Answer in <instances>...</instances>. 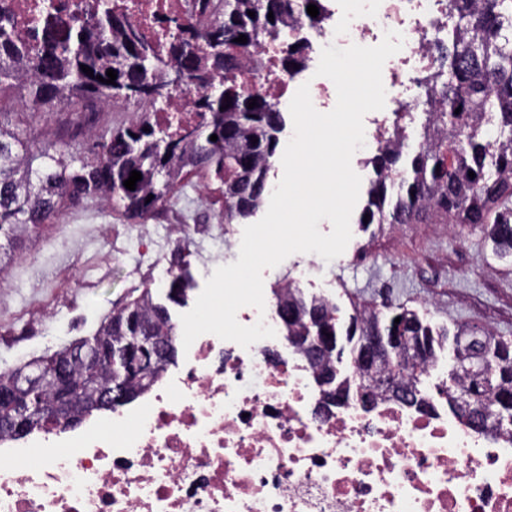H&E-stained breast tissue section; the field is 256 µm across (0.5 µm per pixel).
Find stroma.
I'll return each instance as SVG.
<instances>
[{
    "instance_id": "obj_1",
    "label": "stroma",
    "mask_w": 512,
    "mask_h": 512,
    "mask_svg": "<svg viewBox=\"0 0 512 512\" xmlns=\"http://www.w3.org/2000/svg\"><path fill=\"white\" fill-rule=\"evenodd\" d=\"M222 184L189 174L155 216L130 219L96 200L63 207L17 247L0 271V371L92 336L112 310L144 289L165 302L167 286L153 283L156 267L176 258L197 270L196 255L177 243L224 222ZM185 227H177L178 217ZM122 230L106 234L109 224ZM352 238L332 261L295 253L264 270V298L314 264L321 294L347 326L354 307L404 306L432 326L467 324L512 341V272L494 260L480 230L455 224L351 226Z\"/></svg>"
}]
</instances>
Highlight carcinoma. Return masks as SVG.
Here are the masks:
<instances>
[{"mask_svg": "<svg viewBox=\"0 0 512 512\" xmlns=\"http://www.w3.org/2000/svg\"><path fill=\"white\" fill-rule=\"evenodd\" d=\"M222 2L224 12L199 28L185 30L195 41L221 44L222 53L174 49L148 68L139 60L149 54V41L119 11L77 25L55 11H45L27 37L15 28L0 34V95L11 92L37 109L79 103L95 111L130 105L119 97L118 91L124 88L149 94L168 85L171 74L180 73L186 84L185 103L209 116L203 132L187 127L172 130L140 113L122 127L89 131L97 143L77 154L50 131L35 145L24 130L9 125L11 113L0 111V250L11 249L37 232L67 203L77 206L99 199L123 208L129 217L149 216L180 185L187 170H211L220 178L229 218H245L259 208L284 124L283 112L258 92L257 106L250 109L249 102L237 93H228L230 102L225 103L213 89L225 79L240 87L251 84L253 74L244 68L243 55L262 40L276 37L291 21L303 17L317 24L319 18L311 17L307 7L320 3L300 0L290 9L278 0H268L263 10L256 0ZM448 2L458 18L448 31V81H421L429 119L410 163L400 165L402 149L387 146L370 160L376 180L363 210L370 218L361 217L359 223L428 224L440 216L448 224L480 229L493 258L512 271V39L504 34L505 25L512 23V0ZM250 11L255 17L248 15ZM241 34L247 43L235 41ZM293 46L282 60L290 77L304 70L308 61L307 46L301 42ZM83 65L93 75L84 73ZM109 69L117 72L113 85L97 79L99 75L108 79ZM213 134L215 141L210 140ZM133 170L142 179L131 191L124 181ZM470 171L475 177H469ZM395 181L400 194L387 211L388 184ZM191 283L188 270L171 272L168 299L179 302ZM307 308L317 316L314 326L338 336L335 306L314 299ZM139 327L154 336H174L171 317L155 312L148 290L114 311L92 336L100 344H129L137 362L118 373L75 369L84 386L85 409L93 408L98 389L111 382L128 393V404L151 389L165 371L135 345ZM375 333L404 336L415 353L392 351L378 357L373 370L395 373L417 387L422 384L426 363L453 342L449 411L474 430H483L491 420L499 430L512 429L511 341L466 325L451 333L437 331L405 307L389 315L375 310L357 313L346 330V340L355 351L363 337ZM342 354L336 347L324 357L325 369L336 374L337 390L362 389L358 399L364 405L374 404L379 397L390 399L384 391L357 384L361 367L340 374Z\"/></svg>", "mask_w": 512, "mask_h": 512, "instance_id": "1", "label": "carcinoma"}]
</instances>
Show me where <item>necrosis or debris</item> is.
Segmentation results:
<instances>
[{
	"mask_svg": "<svg viewBox=\"0 0 512 512\" xmlns=\"http://www.w3.org/2000/svg\"><path fill=\"white\" fill-rule=\"evenodd\" d=\"M321 6L318 25L262 41L254 89L288 110L291 80L270 63L289 44L308 45L314 70L324 47L375 46L394 30L404 43L383 67L384 110L426 111L420 80L439 71L448 0ZM167 16L209 18L189 0H142L131 18L155 36ZM237 320L277 334L247 349L201 335L130 408L63 434L0 440V512H512V436L450 416L446 382L424 411L326 404L274 312L246 306Z\"/></svg>",
	"mask_w": 512,
	"mask_h": 512,
	"instance_id": "necrosis-or-debris-1",
	"label": "necrosis or debris"
}]
</instances>
